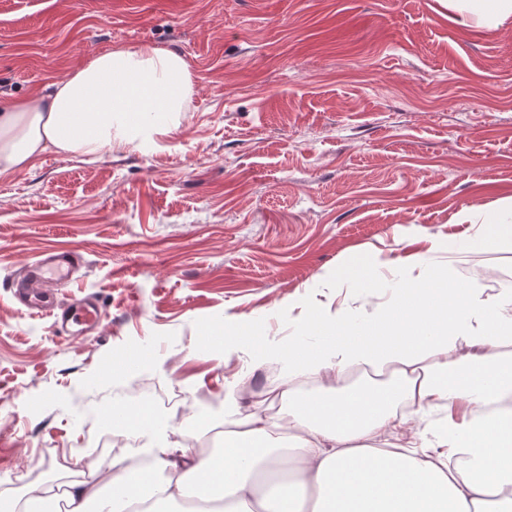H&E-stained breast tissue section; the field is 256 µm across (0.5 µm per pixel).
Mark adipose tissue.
<instances>
[{"mask_svg": "<svg viewBox=\"0 0 512 512\" xmlns=\"http://www.w3.org/2000/svg\"><path fill=\"white\" fill-rule=\"evenodd\" d=\"M449 12L488 30L512 24V0H447ZM194 93V75L175 51L152 45L98 53L47 85L35 98L0 110V178L33 168L48 153L93 161L115 150L152 152L178 132ZM456 224H487L469 243L486 248L512 237V197L492 209L464 208ZM325 349L289 347L293 376L329 384L291 398V446L269 422L249 416L209 455L186 452L181 439L201 424L183 420L173 437L150 448L144 480L129 479L122 460L96 465L69 484V512H512V360L489 347L512 341V289L487 299L481 288H452L435 273L403 289L398 303L360 329L344 313L312 321ZM388 369L393 385L342 386L348 368ZM447 403V445L462 449L464 468L432 460L425 446L378 447L402 426L394 407ZM106 428L139 438L168 430L145 410L118 407ZM296 469H289V459Z\"/></svg>", "mask_w": 512, "mask_h": 512, "instance_id": "1", "label": "adipose tissue"}]
</instances>
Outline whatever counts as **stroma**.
I'll use <instances>...</instances> for the list:
<instances>
[{
  "label": "stroma",
  "mask_w": 512,
  "mask_h": 512,
  "mask_svg": "<svg viewBox=\"0 0 512 512\" xmlns=\"http://www.w3.org/2000/svg\"><path fill=\"white\" fill-rule=\"evenodd\" d=\"M145 43L195 76L165 149L48 154L0 179V471L46 484L95 464L88 417L115 405L108 361L142 357L143 378L191 397L204 427L184 444L204 456L244 411L268 414L265 372L287 380L288 362L259 366L247 339L208 343L203 326L314 347L312 316L361 325L428 269L491 298L512 286V243L439 247L479 232L452 223L458 210L512 196V26L460 24L440 0H0V104ZM68 247L85 267L60 299L104 305L79 336L11 290L25 263ZM363 255L371 284L337 281ZM447 428L434 402L387 441L438 458Z\"/></svg>",
  "instance_id": "stroma-1"
}]
</instances>
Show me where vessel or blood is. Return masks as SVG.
Wrapping results in <instances>:
<instances>
[{"mask_svg":"<svg viewBox=\"0 0 512 512\" xmlns=\"http://www.w3.org/2000/svg\"><path fill=\"white\" fill-rule=\"evenodd\" d=\"M82 263L80 252L74 249H57L38 256L20 271L23 285L16 292L18 300L30 315L52 317L55 326L69 325L81 331L98 327L100 307L96 302L81 300L65 308L46 288L50 281L72 277Z\"/></svg>","mask_w":512,"mask_h":512,"instance_id":"b4317fda","label":"vessel or blood"}]
</instances>
